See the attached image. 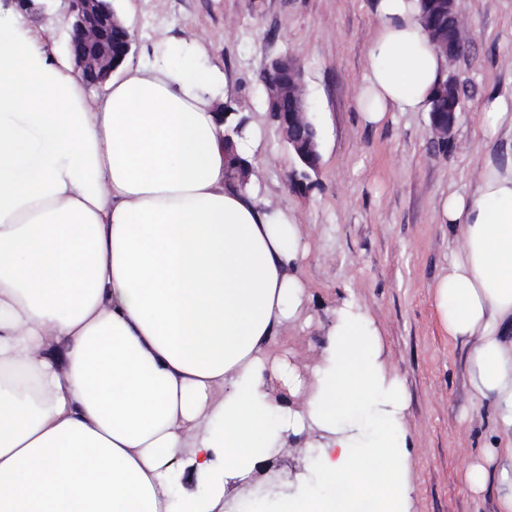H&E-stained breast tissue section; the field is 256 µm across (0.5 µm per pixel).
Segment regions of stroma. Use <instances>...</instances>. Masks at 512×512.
Listing matches in <instances>:
<instances>
[{
  "instance_id": "obj_1",
  "label": "stroma",
  "mask_w": 512,
  "mask_h": 512,
  "mask_svg": "<svg viewBox=\"0 0 512 512\" xmlns=\"http://www.w3.org/2000/svg\"><path fill=\"white\" fill-rule=\"evenodd\" d=\"M466 39L448 65L464 95L447 147L433 142L426 112H394L364 122L357 95L376 28L372 0H114L133 9L136 63L143 46L163 56L170 38L203 44L233 92L232 106L263 135L255 160L261 196L293 211L308 256L309 325L289 328L279 344L309 376L335 310L350 301L382 333L383 357L402 383L413 445L416 512H497L493 487L473 491L469 467L497 447L492 400L473 391L469 346L442 329L432 287L448 271L462 239L438 221L442 198L470 189L486 158L512 156V136L486 137L483 105L512 93V0H459ZM65 0H46L25 15L31 27L67 50ZM288 54L305 75L321 133L317 182L296 188L293 156L267 112L260 73L266 58Z\"/></svg>"
}]
</instances>
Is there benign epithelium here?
Returning <instances> with one entry per match:
<instances>
[{"label": "benign epithelium", "mask_w": 512, "mask_h": 512, "mask_svg": "<svg viewBox=\"0 0 512 512\" xmlns=\"http://www.w3.org/2000/svg\"><path fill=\"white\" fill-rule=\"evenodd\" d=\"M67 24L69 26L68 51L74 58L77 72L89 87L98 88L116 72L130 54L133 36L117 17L112 0H67ZM448 12L452 27H441L429 14L425 30L436 49L453 60L457 57L458 42L461 40L460 21L456 0L441 3ZM269 70L288 72L286 82H267L265 92L268 103L288 95L294 108L282 113L279 128L288 149L299 161L302 169L293 170L291 181L299 186L312 183V176L320 168V136L316 123L311 116V107L307 98L302 72L288 56L272 58L265 63ZM461 100L455 78L450 77L440 88L430 113V130L433 140L441 145L448 144L456 124V113L460 111Z\"/></svg>", "instance_id": "obj_1"}]
</instances>
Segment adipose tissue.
Here are the masks:
<instances>
[{
  "label": "adipose tissue",
  "instance_id": "1",
  "mask_svg": "<svg viewBox=\"0 0 512 512\" xmlns=\"http://www.w3.org/2000/svg\"><path fill=\"white\" fill-rule=\"evenodd\" d=\"M366 123L426 112L446 59L421 0H376ZM171 39L89 96L71 57L0 7V512H263L261 464L304 439L311 466L278 474L277 512H413L401 383L368 311L346 302L309 377L274 336L308 300L292 212L261 202L258 131L224 146L225 77ZM439 218L462 245L433 288L445 331L473 342V390L502 446L466 475L512 512V158L487 160ZM194 475L205 493L177 490Z\"/></svg>",
  "mask_w": 512,
  "mask_h": 512
}]
</instances>
